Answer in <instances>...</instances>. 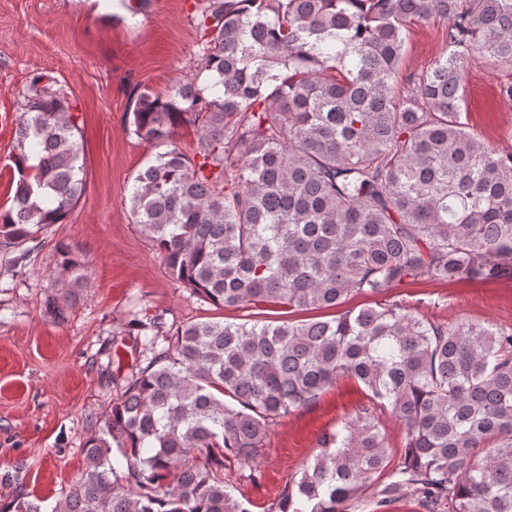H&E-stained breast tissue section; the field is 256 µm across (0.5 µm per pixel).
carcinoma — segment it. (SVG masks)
Listing matches in <instances>:
<instances>
[{
	"label": "carcinoma",
	"mask_w": 512,
	"mask_h": 512,
	"mask_svg": "<svg viewBox=\"0 0 512 512\" xmlns=\"http://www.w3.org/2000/svg\"><path fill=\"white\" fill-rule=\"evenodd\" d=\"M204 84L129 94L147 142L188 126L196 146L134 178V223L170 276L217 307L335 309L406 279H512V154L469 131L463 79L479 56L512 70V0H197ZM447 25L448 52L399 86L409 25ZM48 74L23 90L0 249L25 261L85 191L77 106ZM61 277L82 287L62 253ZM136 327L85 468L46 509L18 491L0 512H249L224 469L260 477L271 422L344 377L370 404L324 433L270 512H512V329L425 321L375 302L280 324ZM405 426L393 462L373 411ZM117 448L122 460L112 458Z\"/></svg>",
	"instance_id": "1"
}]
</instances>
